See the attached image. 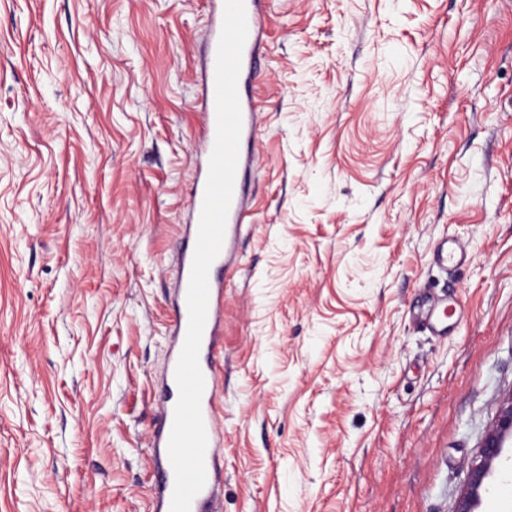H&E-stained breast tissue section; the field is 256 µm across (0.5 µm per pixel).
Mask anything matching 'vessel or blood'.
Listing matches in <instances>:
<instances>
[{"label": "vessel or blood", "mask_w": 512, "mask_h": 512, "mask_svg": "<svg viewBox=\"0 0 512 512\" xmlns=\"http://www.w3.org/2000/svg\"><path fill=\"white\" fill-rule=\"evenodd\" d=\"M264 2L265 0H245L248 35L242 52L241 69L237 83L242 128L233 197L227 216L223 245L219 255L213 262L215 270L219 267L227 269L232 267L239 230L242 224L248 223L250 216L247 207V180L251 172L258 126L256 109L246 88L254 83L257 76V52L261 40ZM215 65V56H208L202 91V111L204 115L202 128L203 154L207 157L212 154L217 130ZM208 172V166L200 167L190 193L189 211L191 222L186 228L187 238L179 254L175 299L173 302L174 313L171 328L174 340L164 374L158 384L161 418L152 437V448L157 464L155 512H170L175 483L173 468L167 463L174 410L179 397L175 370L189 325L187 290L198 238ZM208 282L207 320L199 352V363L204 376L201 412L207 435V447L204 457L206 480L203 488L192 501L191 512H202L203 504L215 499L223 474L220 450L224 446V435L216 425L215 398L218 389V375L212 361V354L219 344L224 321V281L214 271V273L209 274Z\"/></svg>", "instance_id": "obj_1"}]
</instances>
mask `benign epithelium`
Segmentation results:
<instances>
[{
	"instance_id": "benign-epithelium-1",
	"label": "benign epithelium",
	"mask_w": 512,
	"mask_h": 512,
	"mask_svg": "<svg viewBox=\"0 0 512 512\" xmlns=\"http://www.w3.org/2000/svg\"><path fill=\"white\" fill-rule=\"evenodd\" d=\"M509 438H512V394L503 401L495 425L479 447V461L471 467L457 512H474L482 493L487 489V479L493 468L502 464L504 444Z\"/></svg>"
}]
</instances>
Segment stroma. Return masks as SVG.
<instances>
[{"instance_id": "stroma-1", "label": "stroma", "mask_w": 512, "mask_h": 512, "mask_svg": "<svg viewBox=\"0 0 512 512\" xmlns=\"http://www.w3.org/2000/svg\"><path fill=\"white\" fill-rule=\"evenodd\" d=\"M266 8L223 512H456L512 391V0ZM210 32L208 0H0V512H153Z\"/></svg>"}]
</instances>
